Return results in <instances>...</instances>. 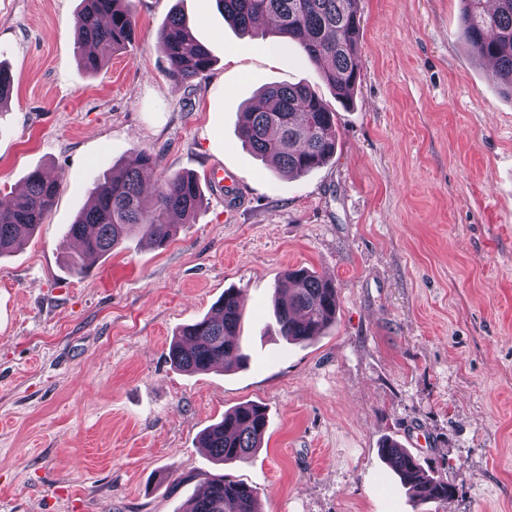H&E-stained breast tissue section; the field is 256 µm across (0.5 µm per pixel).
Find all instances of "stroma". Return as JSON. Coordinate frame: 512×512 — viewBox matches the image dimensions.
<instances>
[{
  "label": "stroma",
  "mask_w": 512,
  "mask_h": 512,
  "mask_svg": "<svg viewBox=\"0 0 512 512\" xmlns=\"http://www.w3.org/2000/svg\"><path fill=\"white\" fill-rule=\"evenodd\" d=\"M80 0H0V197L61 174L44 224L0 257V512H187L209 474L263 512H512V99L460 30L461 0H359V80L341 105L296 44L242 35L216 0H130L134 37L78 60ZM182 12L213 65L167 74ZM306 85L337 113L332 163L293 180L237 137L264 84ZM146 150L151 182L200 181L193 223L128 237L76 275L65 240L96 179ZM225 181L212 183L211 169ZM335 282V322L294 344L274 286ZM239 293L246 367L189 374L179 327ZM266 407L261 448L214 464L200 434ZM396 440L453 488L419 505L378 455Z\"/></svg>",
  "instance_id": "1"
}]
</instances>
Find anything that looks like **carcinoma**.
I'll return each instance as SVG.
<instances>
[{"mask_svg":"<svg viewBox=\"0 0 512 512\" xmlns=\"http://www.w3.org/2000/svg\"><path fill=\"white\" fill-rule=\"evenodd\" d=\"M224 19L243 32L261 19L278 40L299 45L319 67L322 79L340 101L352 99L359 77V0H216ZM462 34L473 55L493 62L492 78L512 97V0H462ZM79 62L88 72L98 71L112 51L132 41L134 27L126 0H81L73 22ZM159 44L169 75L190 82L207 72L213 59L209 49L190 32L185 19L173 13L160 31ZM262 105L241 113L238 135L262 158H272L286 177L306 174L328 164L336 154V113L306 86L271 85ZM154 165L153 155L135 153L118 173L98 179L92 199L69 225L67 237L77 239L84 253L71 261L80 274L84 258L106 256L135 232L154 247L164 246L177 225V214L188 223L202 203L196 176L176 174L153 187L154 204L147 209L143 197L144 174ZM61 186L60 175L32 171L26 191L0 199V255L21 247L51 210ZM336 285L305 267L290 269L275 286L274 316L282 336L290 341L311 340L336 320ZM241 309L232 290L202 319L184 325L169 346L168 358L177 368L207 372L216 367L231 371L247 360L239 339ZM267 414L257 404L239 405L207 427L200 437L217 462L245 461L261 447ZM381 457L411 493L414 502L448 499L453 489L428 472L420 459L387 438ZM190 512H262L255 491L227 474H212L193 499Z\"/></svg>","mask_w":512,"mask_h":512,"instance_id":"1","label":"carcinoma"}]
</instances>
